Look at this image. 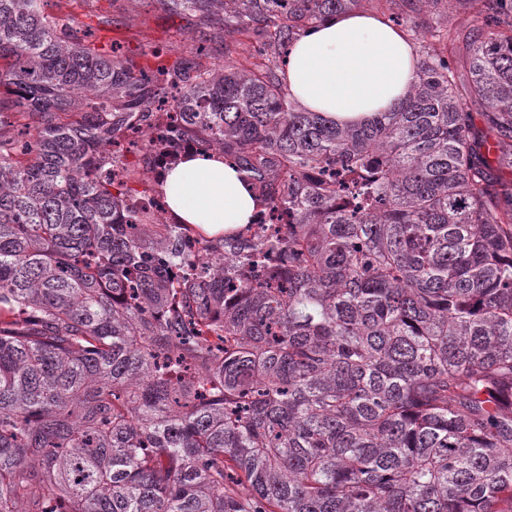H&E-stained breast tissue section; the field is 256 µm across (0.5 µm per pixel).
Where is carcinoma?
Returning a JSON list of instances; mask_svg holds the SVG:
<instances>
[{"label": "carcinoma", "instance_id": "carcinoma-1", "mask_svg": "<svg viewBox=\"0 0 512 512\" xmlns=\"http://www.w3.org/2000/svg\"><path fill=\"white\" fill-rule=\"evenodd\" d=\"M42 2L0 0V512H512V19L339 125L236 48L361 0H159L230 41L153 71ZM162 116L288 223L136 207Z\"/></svg>", "mask_w": 512, "mask_h": 512}]
</instances>
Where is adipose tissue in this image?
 Here are the masks:
<instances>
[{
	"instance_id": "obj_1",
	"label": "adipose tissue",
	"mask_w": 512,
	"mask_h": 512,
	"mask_svg": "<svg viewBox=\"0 0 512 512\" xmlns=\"http://www.w3.org/2000/svg\"><path fill=\"white\" fill-rule=\"evenodd\" d=\"M407 36L380 17L353 10L329 17L288 52L291 98L341 124H360L404 99L417 77ZM175 223L208 237L249 223L260 206L248 181L218 152L197 153L159 186Z\"/></svg>"
}]
</instances>
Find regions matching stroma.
Segmentation results:
<instances>
[{
    "mask_svg": "<svg viewBox=\"0 0 512 512\" xmlns=\"http://www.w3.org/2000/svg\"><path fill=\"white\" fill-rule=\"evenodd\" d=\"M362 9L401 27L420 57L431 51L439 27L479 25L486 13L484 0H386L379 9L364 0ZM44 10L69 17L74 30H93L119 47L121 57L145 68H168L196 54L211 65L224 62L221 22L201 24L194 14L170 12L159 0H44Z\"/></svg>",
    "mask_w": 512,
    "mask_h": 512,
    "instance_id": "obj_1",
    "label": "stroma"
}]
</instances>
